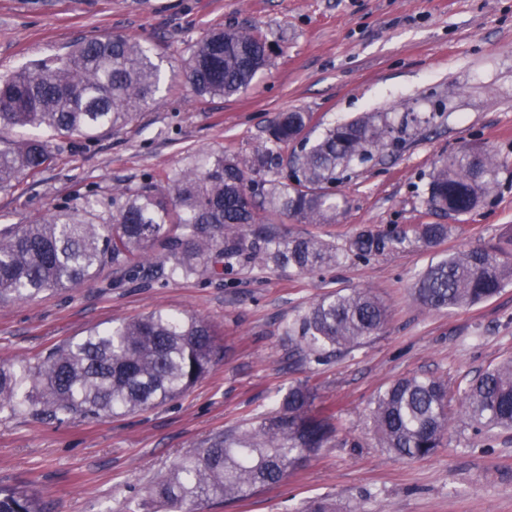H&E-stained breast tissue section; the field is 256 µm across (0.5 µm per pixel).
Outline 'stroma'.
<instances>
[{
  "label": "stroma",
  "instance_id": "stroma-1",
  "mask_svg": "<svg viewBox=\"0 0 512 512\" xmlns=\"http://www.w3.org/2000/svg\"><path fill=\"white\" fill-rule=\"evenodd\" d=\"M257 28L273 43L267 71L246 93L195 96L175 86L133 124L86 141L44 132L54 164L0 190V228L149 175L168 185L181 169L224 153L248 157L281 111L322 125L365 112L434 113L398 151L376 156L336 185L345 211L333 224H294L336 245L335 266L300 273L254 263L229 276L144 284L101 267L78 288L0 304V363L37 364L51 348L151 311L192 314L215 326L224 356L178 398L124 416L57 422L0 415V486L37 494L48 512H155L147 489L212 435L255 423L288 387L307 383L341 430L276 486L196 512H512V430L452 418L444 446L403 459L383 448L371 421L377 394L413 375L463 386L512 359V283L473 306L429 310L412 289L431 263L512 234V171L480 209L451 217L426 205L429 174L474 146L512 162V0H0V76L60 55L86 36L141 39L179 71L207 31ZM450 224L425 248L407 238L360 260L348 251L363 229ZM368 289L390 319L369 344L343 356L300 358L286 329L323 295Z\"/></svg>",
  "mask_w": 512,
  "mask_h": 512
}]
</instances>
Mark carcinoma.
Returning <instances> with one entry per match:
<instances>
[{
  "mask_svg": "<svg viewBox=\"0 0 512 512\" xmlns=\"http://www.w3.org/2000/svg\"><path fill=\"white\" fill-rule=\"evenodd\" d=\"M270 44L255 28L204 34L177 73L194 94L229 98L248 90L269 68ZM161 66L145 44L128 36H90L63 55L0 76V132L46 128L58 137L94 139L135 122L156 103ZM311 112H279L247 158L216 155L176 173L168 189L147 176L112 193L108 214L88 196L29 224L0 229V303L90 282L104 265L130 277L225 276L261 262L309 272L337 264L336 246L315 236L281 235L272 219L334 224L336 183L380 153L400 149L410 126L428 121L408 110L365 112L310 139ZM289 154H282L286 146ZM54 161L49 141L33 137L0 148V189ZM508 166L488 149L463 150L430 173L427 205L444 215L476 210ZM449 224H416L388 234L362 230L350 244L361 260L390 251L408 235L425 247L448 237ZM512 282V250L477 246L430 265L417 279L425 308L474 305ZM388 320L385 304L361 290L325 294L288 335L317 357L342 355L370 342ZM217 333L193 315L156 310L51 350L38 364L0 365V414L29 412L56 420L126 415L186 392L220 357ZM460 413L478 430L512 429V360L458 391ZM305 384L288 388L280 408L249 428L211 437L151 490L168 512L207 500H242L280 483L340 429L314 410ZM383 447L424 458L443 446L451 405L448 383L415 375L394 381L374 401ZM0 512H45L24 487L0 488Z\"/></svg>",
  "mask_w": 512,
  "mask_h": 512,
  "instance_id": "1",
  "label": "carcinoma"
}]
</instances>
